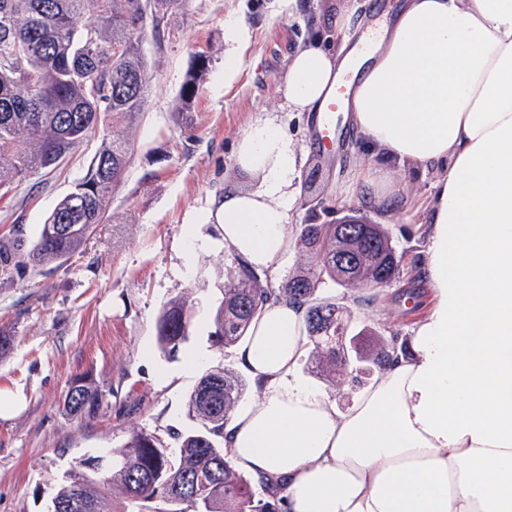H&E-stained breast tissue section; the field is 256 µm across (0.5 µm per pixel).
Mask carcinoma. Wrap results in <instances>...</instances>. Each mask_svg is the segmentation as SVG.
Returning <instances> with one entry per match:
<instances>
[{
  "mask_svg": "<svg viewBox=\"0 0 512 512\" xmlns=\"http://www.w3.org/2000/svg\"><path fill=\"white\" fill-rule=\"evenodd\" d=\"M172 0H0V102L8 99L9 129L0 130V187L31 169H53L49 154L69 155L99 127H109L95 154L112 167V178H96L90 168L80 185L94 190L85 200L64 196L48 224L70 231L50 235L41 228L28 252L35 265L73 255L91 226L104 218L112 191L130 164L134 131L150 94L148 62L140 49L143 7L158 5L162 16ZM94 33L91 58L77 65V42L86 29ZM339 225L296 226L301 267L278 287L263 285L261 275L236 256L224 268V299L215 310L214 343L235 346L247 338L252 321L273 297L306 305V332L316 368L329 381L356 382L358 363L382 366L399 351L397 339L373 332L371 345L350 356L336 326L340 306L322 295L328 283L366 284L381 288L400 274L401 257L388 231L379 224H351V237ZM191 293L170 299L156 323L158 349L178 352L190 331ZM70 389L83 399L68 415L95 413L101 392L89 379L76 378ZM246 382L222 365L205 372L188 399V414L200 428L173 435L170 447L158 436L133 427L127 441L112 451L119 471L108 478L83 476L75 486L60 484L54 498H84L87 512H115L113 492L125 500L126 512H280L281 498L264 485L256 487L224 453V426L246 393Z\"/></svg>",
  "mask_w": 512,
  "mask_h": 512,
  "instance_id": "obj_1",
  "label": "carcinoma"
}]
</instances>
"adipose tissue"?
I'll list each match as a JSON object with an SVG mask.
<instances>
[{
	"instance_id": "1",
	"label": "adipose tissue",
	"mask_w": 512,
	"mask_h": 512,
	"mask_svg": "<svg viewBox=\"0 0 512 512\" xmlns=\"http://www.w3.org/2000/svg\"><path fill=\"white\" fill-rule=\"evenodd\" d=\"M345 73L311 42L288 62L292 112L343 108L377 165L354 179L384 199L390 167L441 170L407 350L347 408L297 375L306 308L269 303L238 357L259 391L224 428L233 463L288 512H512V0H402ZM251 188L226 182L211 215L259 271L293 247L302 154L277 117L234 148Z\"/></svg>"
}]
</instances>
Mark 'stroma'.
<instances>
[{
  "label": "stroma",
  "mask_w": 512,
  "mask_h": 512,
  "mask_svg": "<svg viewBox=\"0 0 512 512\" xmlns=\"http://www.w3.org/2000/svg\"><path fill=\"white\" fill-rule=\"evenodd\" d=\"M399 0H182L161 35L145 30L141 45L153 75L135 152L104 219L69 259L36 266L26 254L56 203L88 172L102 135L89 134L53 171L29 172L0 188V329L13 338L0 356V390L22 391V412L0 419V512H48L65 477L95 464L127 440L131 427L168 439L197 428L187 401L199 374H187L188 354L206 366L242 372L236 348L213 345V313L223 298L218 272L231 251L201 216L236 178L234 146L257 119L286 124L304 163L298 173L295 221L323 224L347 214L387 229L402 258L400 275L383 288L329 285L324 296L343 306L352 331L376 327L406 344L424 294L417 264L426 246L425 206L436 170L398 169L396 194L377 202L351 183L372 163L349 113H334L347 133L342 148L321 144L315 113L288 111L281 88L296 48L311 40L353 47L373 22H386ZM344 25H334L340 14ZM241 17L250 39L240 72L224 83V22ZM196 92L183 102L189 74ZM198 240L187 238V225ZM192 291L190 336L175 357L156 347V320L173 297ZM86 375L103 397L95 415L76 419L64 402L72 380Z\"/></svg>",
  "instance_id": "1"
}]
</instances>
